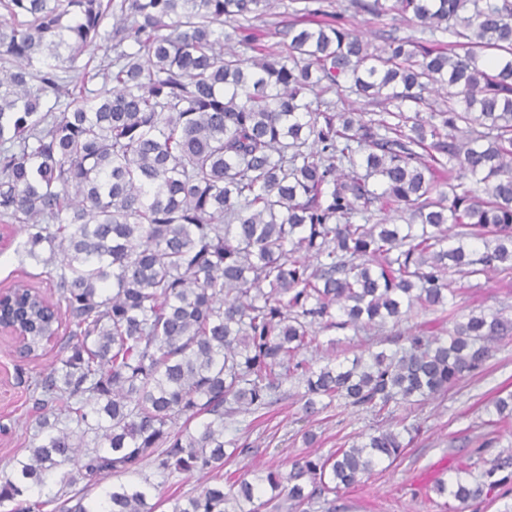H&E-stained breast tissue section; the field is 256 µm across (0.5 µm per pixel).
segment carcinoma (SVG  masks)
Segmentation results:
<instances>
[{
	"instance_id": "carcinoma-1",
	"label": "carcinoma",
	"mask_w": 512,
	"mask_h": 512,
	"mask_svg": "<svg viewBox=\"0 0 512 512\" xmlns=\"http://www.w3.org/2000/svg\"><path fill=\"white\" fill-rule=\"evenodd\" d=\"M269 4L0 0V224L25 235L17 252L46 268L72 326L28 380L35 434L0 476L3 512H263L282 496L334 510L328 495L400 457L402 432L226 490L225 448L244 449L224 418L269 408L293 377L308 416L389 415L512 335L491 310L440 330L450 270L512 279V0H354L451 28L457 51L409 37L379 50L308 0L275 50L251 24ZM342 81L396 111H326ZM435 85L448 103L429 101ZM418 310L436 318L393 349L299 358L320 331ZM151 456L161 482L87 500ZM173 476L200 485L183 496ZM510 486L512 453L433 491L467 506Z\"/></svg>"
}]
</instances>
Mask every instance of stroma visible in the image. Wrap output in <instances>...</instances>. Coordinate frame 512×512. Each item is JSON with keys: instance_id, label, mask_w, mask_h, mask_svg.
Returning a JSON list of instances; mask_svg holds the SVG:
<instances>
[{"instance_id": "35a3bbf8", "label": "stroma", "mask_w": 512, "mask_h": 512, "mask_svg": "<svg viewBox=\"0 0 512 512\" xmlns=\"http://www.w3.org/2000/svg\"><path fill=\"white\" fill-rule=\"evenodd\" d=\"M351 0H332V11L341 13L363 33L366 39L381 45L383 34L399 38L434 40L453 45L447 31H430L409 24L396 15L376 18L357 13ZM25 281L40 294L54 297L51 281L41 267L19 266L13 248L0 250V289ZM448 286L456 293L461 314L474 308L502 310L512 318V287H504L496 273L479 277L452 274ZM392 328L370 334L352 330L321 332L316 344L304 353L312 364L327 356L353 358L373 343L390 339ZM59 354L51 345L37 359L20 363L0 341V425L8 431L0 434V468L30 445L35 417L26 380L31 374L51 368ZM304 387L297 380L283 383L282 401L262 416L240 414L227 422L226 438L238 439L249 447L247 455L228 462L224 471L235 474L245 470L288 469L298 456L318 452L328 455L347 448L359 434L373 432L379 420L371 413L355 409L329 408L309 417L301 409L299 397ZM512 392V338L501 341L492 357L474 374L463 378L448 393L412 407H398L394 421L414 428L412 443L389 468H377L360 484L341 491L336 498V512H448L443 498L432 487L437 479L451 477L458 467L470 466L473 473L488 468L499 453L512 450V418L496 422L493 402Z\"/></svg>"}]
</instances>
